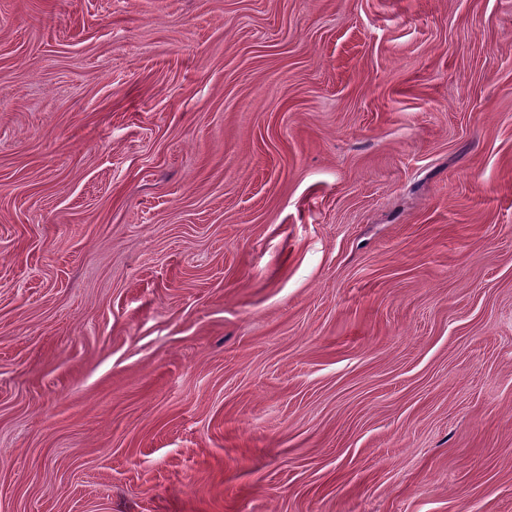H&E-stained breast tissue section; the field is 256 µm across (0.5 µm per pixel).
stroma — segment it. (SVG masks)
<instances>
[{"label":"stroma","mask_w":512,"mask_h":512,"mask_svg":"<svg viewBox=\"0 0 512 512\" xmlns=\"http://www.w3.org/2000/svg\"><path fill=\"white\" fill-rule=\"evenodd\" d=\"M0 512H512V0H0Z\"/></svg>","instance_id":"obj_1"}]
</instances>
